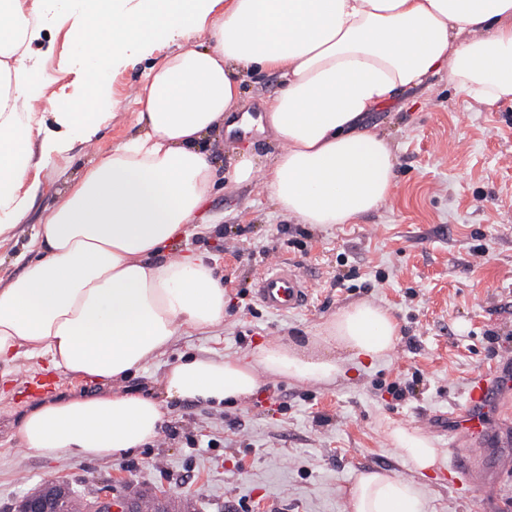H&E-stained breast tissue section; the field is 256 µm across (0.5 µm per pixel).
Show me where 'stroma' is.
I'll use <instances>...</instances> for the list:
<instances>
[{
    "label": "stroma",
    "mask_w": 512,
    "mask_h": 512,
    "mask_svg": "<svg viewBox=\"0 0 512 512\" xmlns=\"http://www.w3.org/2000/svg\"><path fill=\"white\" fill-rule=\"evenodd\" d=\"M71 23L54 15L29 53L46 81L38 111L53 98L87 105L91 74L72 54ZM171 41L112 65L101 61L116 102L95 148L74 143L40 173L48 184L15 237L0 242V280L24 269L18 257L33 226L55 205L94 153L134 133L140 106L132 90L151 66L176 52ZM364 129L384 136L395 157L393 199L354 224H300L251 186L225 185L202 212L216 228L180 238L181 251L205 249L224 274V325L202 336L178 337L126 386L155 389L185 353H244L264 341L304 336L338 308L371 300L391 308L401 340L390 360L331 387L276 377L244 405L212 408L168 403L153 445L120 458L47 459L26 449L17 420L37 400L71 393L93 397L98 384L47 371L46 359L23 358L0 379V512L42 481L66 480L84 503L130 488L188 495L194 512H344L342 488L362 470H409L384 433L387 421L420 428L449 448L448 412L463 399L475 373L512 366V103L486 106L461 95L439 75L430 89L409 91L370 113ZM273 153L266 129L232 131L215 163L230 168L244 143ZM275 258L313 278L310 305L274 313L254 284ZM424 489L434 512H482V495L453 483L447 471L428 475Z\"/></svg>",
    "instance_id": "obj_1"
}]
</instances>
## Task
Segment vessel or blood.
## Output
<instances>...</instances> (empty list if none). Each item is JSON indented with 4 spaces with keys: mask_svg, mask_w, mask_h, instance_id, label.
Masks as SVG:
<instances>
[{
    "mask_svg": "<svg viewBox=\"0 0 512 512\" xmlns=\"http://www.w3.org/2000/svg\"><path fill=\"white\" fill-rule=\"evenodd\" d=\"M258 300L270 311L285 313L307 306L309 276L285 260L270 263L254 285ZM512 401V371L490 368L469 382L464 398L448 414L454 424L453 451L448 469L454 479L481 487L484 457L489 447L502 445L501 431L512 421L506 410Z\"/></svg>",
    "mask_w": 512,
    "mask_h": 512,
    "instance_id": "obj_1",
    "label": "vessel or blood"
}]
</instances>
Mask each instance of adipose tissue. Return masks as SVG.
<instances>
[{
    "label": "adipose tissue",
    "instance_id": "1",
    "mask_svg": "<svg viewBox=\"0 0 512 512\" xmlns=\"http://www.w3.org/2000/svg\"><path fill=\"white\" fill-rule=\"evenodd\" d=\"M45 0H0V239L15 236L44 185L36 173L74 142L92 143L112 118L96 47L120 59L179 40L136 93V135L92 161L38 224L0 285V368L43 356L48 367L100 384L94 397L33 406L22 444L47 458L121 457L155 441L164 401L237 405L264 377L329 387L355 359L387 361L400 341L388 308L362 300L315 326L306 345L269 342L244 356L180 357L160 396L126 389L177 336L224 324V281L207 255L176 251L221 179L263 188L300 223L352 224L396 189L385 137L362 130L368 113L447 73L461 94L512 101V0H138L98 11L70 0L71 43L95 71L93 109L35 106L45 86L28 48L42 36ZM275 72L282 88L265 108L280 150L242 156L219 174L210 155L242 110L245 77ZM410 477L359 471L342 490L345 512H431L419 475L443 449L420 429L387 425Z\"/></svg>",
    "mask_w": 512,
    "mask_h": 512
}]
</instances>
